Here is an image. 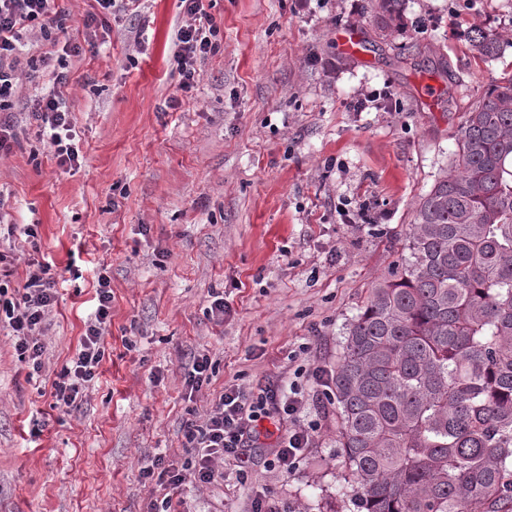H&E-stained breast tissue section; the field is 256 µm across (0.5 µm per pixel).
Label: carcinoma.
Segmentation results:
<instances>
[{
    "instance_id": "obj_1",
    "label": "carcinoma",
    "mask_w": 512,
    "mask_h": 512,
    "mask_svg": "<svg viewBox=\"0 0 512 512\" xmlns=\"http://www.w3.org/2000/svg\"><path fill=\"white\" fill-rule=\"evenodd\" d=\"M403 2L375 0L384 33ZM470 42L499 54L482 29ZM329 385L359 512H512V75L466 113Z\"/></svg>"
}]
</instances>
